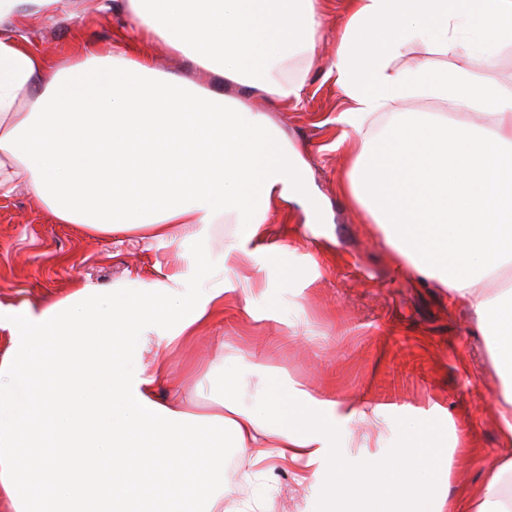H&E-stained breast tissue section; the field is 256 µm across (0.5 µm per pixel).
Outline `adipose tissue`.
Listing matches in <instances>:
<instances>
[{
	"label": "adipose tissue",
	"mask_w": 512,
	"mask_h": 512,
	"mask_svg": "<svg viewBox=\"0 0 512 512\" xmlns=\"http://www.w3.org/2000/svg\"><path fill=\"white\" fill-rule=\"evenodd\" d=\"M330 70L350 101L336 121L361 136L339 192L385 233L397 272L438 282L468 303L501 380L505 451L481 487L450 498L416 473L451 471L458 430L431 422L394 457L353 473L336 460L349 423L378 407L324 399L269 379L246 403L224 397L205 413L153 397L167 362L145 373L149 336L189 344L224 309L223 282L190 287L175 274L144 288H74L11 323L0 360V501L10 512H224V450L246 475L274 458L325 482L327 512L350 495L395 499L401 512H512V283L489 297L484 280L512 269V95L475 69L512 46V0H345ZM130 29L103 50L85 43L55 65L21 20L70 22L69 0H0V198L18 187L55 222L125 231L160 244L204 240L233 216L262 238L270 213L303 190L305 162L268 116L227 99L212 78L282 107L303 84L288 60L315 59L320 0H99ZM155 40L187 59L182 74L138 54ZM461 51L474 68L391 62L411 43ZM426 98L442 112H396L379 134L364 124L396 101ZM184 300L166 324L159 303Z\"/></svg>",
	"instance_id": "adipose-tissue-1"
}]
</instances>
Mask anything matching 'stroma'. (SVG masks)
<instances>
[{
  "instance_id": "stroma-1",
  "label": "stroma",
  "mask_w": 512,
  "mask_h": 512,
  "mask_svg": "<svg viewBox=\"0 0 512 512\" xmlns=\"http://www.w3.org/2000/svg\"><path fill=\"white\" fill-rule=\"evenodd\" d=\"M71 9L76 20L69 27L42 15L24 18L36 49L63 60L84 41L111 46L117 22L98 12L97 0H72ZM343 15V0H323L320 58L300 61L292 72L303 82L300 107L279 108L261 96L250 100L304 157L326 223L305 224L299 211L272 216L261 266L229 270L233 289L225 293L218 318L200 326L191 344L174 353L164 337H151L140 361L149 370L169 361L170 374L157 381L156 394L164 400L181 391L180 408L190 413L207 407L212 394L253 400L268 374L333 399L384 404L387 432L352 423L354 447L336 451L358 471L371 459L395 454L401 428L422 426L427 419L456 427L469 445L454 454L450 481L440 486L442 493L453 494L480 485L501 452L500 380L467 306L437 282L396 275L376 225L338 192L351 157L340 143L345 130L336 117L349 100L329 62ZM242 231L225 217L213 226L202 256L190 243L161 245L119 231L101 236L77 224L55 223L49 210L23 191L0 198V360L13 345L10 319L39 312L80 285L135 288L190 271L202 257L215 262ZM329 239L335 242L333 253L320 257L317 248ZM283 242L288 250H280ZM227 361L236 365L229 386L222 380ZM246 500L258 503L257 512L326 510L320 485L279 465L260 473L246 493L225 496L224 512H240Z\"/></svg>"
}]
</instances>
